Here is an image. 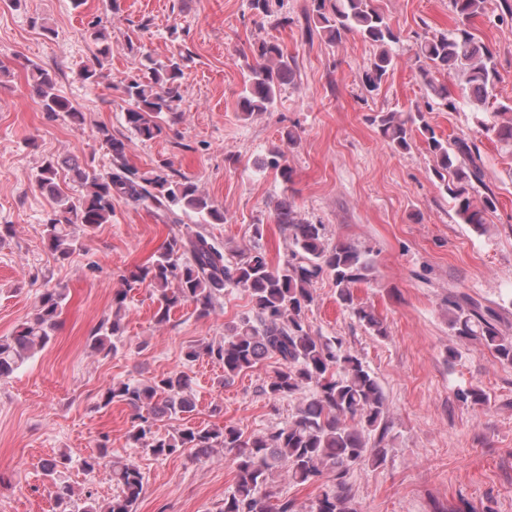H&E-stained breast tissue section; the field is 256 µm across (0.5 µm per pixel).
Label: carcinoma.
Wrapping results in <instances>:
<instances>
[{
    "label": "carcinoma",
    "mask_w": 512,
    "mask_h": 512,
    "mask_svg": "<svg viewBox=\"0 0 512 512\" xmlns=\"http://www.w3.org/2000/svg\"><path fill=\"white\" fill-rule=\"evenodd\" d=\"M313 2V14L307 16L301 28L302 37L311 40L317 34L335 44L344 34L353 32L375 46L377 52L363 84L370 92L378 90L396 64L392 45L400 41V31L377 0ZM484 2L452 0L454 29L417 39L415 62L429 98L425 109H416L413 117L380 112L373 119L381 137L396 150L410 148L409 124L419 122L420 133L433 156L435 175L456 215L477 232L484 230L488 215L496 210L480 148L474 138L445 140L437 136L424 112L432 111L435 104L456 109L448 86L437 78L439 74L456 75L460 77V97L476 111L491 114L490 120L480 121L481 131L512 145V102L497 101V64L492 52L472 32L474 20L484 12ZM249 4L262 17H276L280 26L291 23L288 16H278L280 0H249ZM88 37L96 47V65L82 68L78 77L92 85L98 82L111 55V36L106 28L94 24ZM252 53L255 63H246L247 73L238 95L239 109L246 117L273 107L282 87L296 77L295 60L278 40L261 39L253 44ZM189 55L190 51L181 50L164 61L149 57L147 74L120 79L127 102L125 124L140 140L152 141L182 119L178 89ZM25 68L45 111L75 124L84 123L80 107L53 92L55 79L49 70L31 60ZM93 138L112 154L107 172L100 173L74 157H51L35 175L38 188L58 205L44 220V240L56 260L70 259L81 247L70 233L73 221L89 228L107 223L112 216V201L117 198L152 210L172 224L181 223V213L192 214L205 224L224 222V211L202 194L193 180L172 170L169 163L141 172L128 163L125 141L107 126H96ZM63 167L83 188L80 195L71 196L69 182L58 178ZM261 168L276 172L285 183L291 181L292 171L279 149L267 154ZM480 188L484 195L478 199L475 193ZM274 218L288 232L292 245L288 257L275 266L257 244L231 264L213 238L184 225L166 239L158 254L122 277L124 288L115 293L112 313L94 330L89 347L105 355L117 350L115 341L124 333L129 293L142 285L156 294L155 318L159 325L169 321L173 310L185 305L193 306L198 316L208 317L220 306L225 288H239L250 298L248 314L225 328L224 339L188 346L185 360H211L222 367L227 384L261 360L276 359L279 368L262 387V393L273 403L298 400L288 421L272 433L247 438L231 425H184L162 436L157 431L158 422L183 420L195 411L191 379L178 371L146 381L114 383L100 395L99 406L125 405L130 411L129 444L156 458L189 450L196 460L205 461L219 448L232 455L235 483L224 496L219 512H294L292 501L276 498L272 477L278 471L295 485L327 479L310 512H356L350 507L351 470L370 458L382 460L388 452L384 445L388 434L385 395L374 373L346 350L339 338L311 330L306 312L315 302L314 284L326 276L335 284L340 307L350 311L372 335L387 336L384 322L357 302L354 294L357 284L373 277L374 264L366 249L348 242L334 246L326 243L325 225L301 219L295 202L287 196L277 203ZM67 296L65 284L45 283L34 318L12 335L0 336V381L10 378L26 360L50 344ZM448 326L454 335L481 342L499 362L512 365V338L501 335L492 310L481 309L470 297L450 296ZM460 398L473 406L487 404L486 394L478 386L463 391ZM98 448L97 454L82 459L84 470H96L107 457L106 443H99ZM70 463L66 453L41 462L57 512H136L145 482L136 462L110 461L116 495L108 501L95 499L90 491L80 496L59 480Z\"/></svg>",
    "instance_id": "carcinoma-1"
}]
</instances>
